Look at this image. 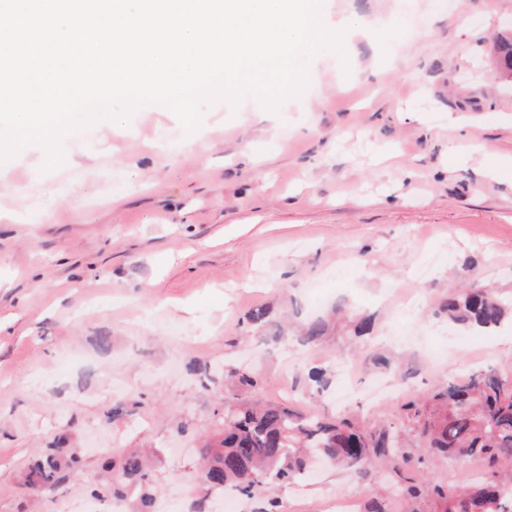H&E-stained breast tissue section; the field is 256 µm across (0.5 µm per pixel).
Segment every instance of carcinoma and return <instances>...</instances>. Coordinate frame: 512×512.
<instances>
[{
  "label": "carcinoma",
  "mask_w": 512,
  "mask_h": 512,
  "mask_svg": "<svg viewBox=\"0 0 512 512\" xmlns=\"http://www.w3.org/2000/svg\"><path fill=\"white\" fill-rule=\"evenodd\" d=\"M496 53L502 71L512 72V40H501ZM448 317L482 329L500 326L512 316L507 303L481 289L469 288L448 296L442 306ZM327 322L317 319L302 326L300 335L314 343L326 335ZM217 413L226 418L224 428L209 440L202 454L204 470L196 479L208 493L231 487L245 496L265 497L263 512H279L281 500L268 489L285 488L308 472V452L349 467L368 469L378 461L395 466L425 464L400 440L406 431L418 430L425 447L452 460L479 456L491 473L474 487L448 490L440 485L433 493L444 500V512H512V375L494 367L473 370L440 385L429 397L404 405L399 422L376 427L327 421L258 397L251 404L234 401L231 391L220 398ZM77 462L60 449L50 448L24 471L23 485L39 492L63 485ZM113 488L148 485L144 456L131 451L120 465L108 462Z\"/></svg>",
  "instance_id": "obj_1"
}]
</instances>
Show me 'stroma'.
<instances>
[{"label": "stroma", "instance_id": "stroma-1", "mask_svg": "<svg viewBox=\"0 0 512 512\" xmlns=\"http://www.w3.org/2000/svg\"><path fill=\"white\" fill-rule=\"evenodd\" d=\"M321 9L352 21L344 50L305 58V90L275 110L252 95L207 103L189 134L147 107L120 130L68 136L52 170L38 145L0 164V512H139L140 489L107 495L100 468L101 449L135 446L153 452V512H184L219 394L245 366L265 399L286 384L291 405L366 426L472 365L512 372L500 331L439 312L464 286L512 299V81L492 54L512 0ZM257 307L262 328L247 320ZM335 308L316 346L274 340L284 317ZM364 315L369 336L354 332ZM346 363L360 387L407 388L340 402ZM119 401L132 412L116 419ZM56 444L80 466L30 496L20 475ZM395 478L385 463L324 466L281 491V510L355 491L387 512H442L431 487L457 484L444 460L428 462L420 497H394Z\"/></svg>", "mask_w": 512, "mask_h": 512}]
</instances>
